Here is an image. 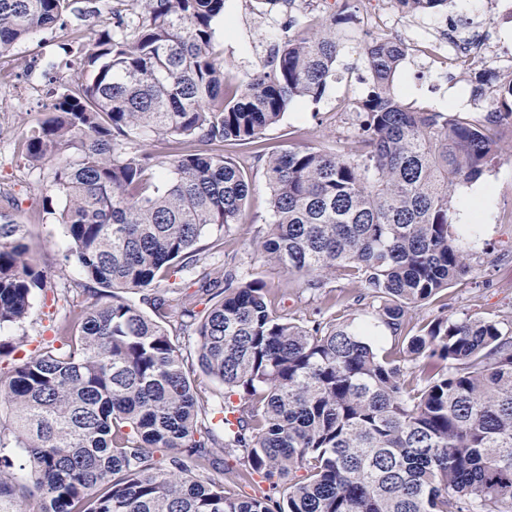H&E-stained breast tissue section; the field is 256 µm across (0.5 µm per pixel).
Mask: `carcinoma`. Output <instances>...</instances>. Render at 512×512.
<instances>
[{"label":"carcinoma","mask_w":512,"mask_h":512,"mask_svg":"<svg viewBox=\"0 0 512 512\" xmlns=\"http://www.w3.org/2000/svg\"><path fill=\"white\" fill-rule=\"evenodd\" d=\"M451 2L394 0L411 15ZM77 3L0 0V58L63 25ZM133 8L132 34L106 26L81 46L74 79L22 144L31 168L76 150L53 170L63 206L46 213L66 226L67 258L99 298L64 318L60 347L0 379L12 412L0 425V512H25L33 497L38 512H512V340L476 314L407 321L471 272L450 232L456 191L498 158L512 79L482 118L411 108L395 85L403 44L373 41L354 151L270 152L266 130L293 102L325 94L347 18L287 19L269 59L233 83L215 47L224 0ZM147 137L156 149L139 148ZM217 144L264 162L265 258L308 290L336 273L364 288L394 340L381 353L370 324L291 320L260 278L208 283L217 301L180 330L224 385L218 429L170 332L123 297L176 266L204 267L240 223L249 177ZM209 230L219 237L203 246ZM17 231L0 225V328L23 323L46 285ZM7 441L23 464L2 452ZM216 450L239 463L240 480L266 487L239 496L200 478Z\"/></svg>","instance_id":"cac0c4a2"}]
</instances>
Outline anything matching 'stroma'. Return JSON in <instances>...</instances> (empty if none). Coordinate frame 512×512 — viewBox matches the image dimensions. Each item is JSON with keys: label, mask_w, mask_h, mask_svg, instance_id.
Here are the masks:
<instances>
[{"label": "stroma", "mask_w": 512, "mask_h": 512, "mask_svg": "<svg viewBox=\"0 0 512 512\" xmlns=\"http://www.w3.org/2000/svg\"><path fill=\"white\" fill-rule=\"evenodd\" d=\"M506 0H455L448 16L407 15L392 0H224V15L215 24V40L224 53L231 78L240 81L266 59L280 24L287 15L315 18L336 13L347 16L340 25L342 51L336 62V77L319 101L289 106L281 122L269 128L264 142L285 148L296 143L328 150H351L355 110L365 92L368 74L362 48L367 42L364 20L367 11L389 13L393 23L390 37L408 49L396 87L409 106L439 111L449 108L448 96L465 97L463 111H471L475 79L464 69L448 72L429 66L412 49L414 36L444 29L446 17H453L460 36H467L482 20H490L487 51L495 57L512 56V10ZM100 14L69 18L65 25L38 33L16 44L12 57L0 59V219L18 224L19 235L31 249L35 262L47 275V289L35 292L27 319L0 329V378H7L25 354L39 350L55 336L65 304L78 307L97 300L94 284L79 266L68 260L69 239L64 225L42 211L50 194L55 159L42 168L28 167L21 157V143L32 126L44 116L50 88L70 80L72 69L63 63L65 49H77L92 39L98 29L116 18H130V0H101ZM502 150L491 171L481 181L489 194L487 210H475L469 223H454L455 234L468 238L473 253L472 271L466 281L449 289L442 300L415 308L413 319L447 315L478 314L512 329V126H499ZM247 171L252 191L241 224L235 226L224 249L211 250L208 271L248 272L263 278L275 295L279 313L300 321L313 317L320 302L297 288L287 270L265 263L261 243L271 221L266 171L249 151L231 152ZM176 290L159 288L129 295L128 300L147 315H154L153 301L168 302L166 320L177 324L181 312L203 314L211 295L202 289L193 273L175 277ZM184 357L186 371L197 394L208 404L224 400V387L198 365L194 337L175 338Z\"/></svg>", "instance_id": "obj_1"}]
</instances>
